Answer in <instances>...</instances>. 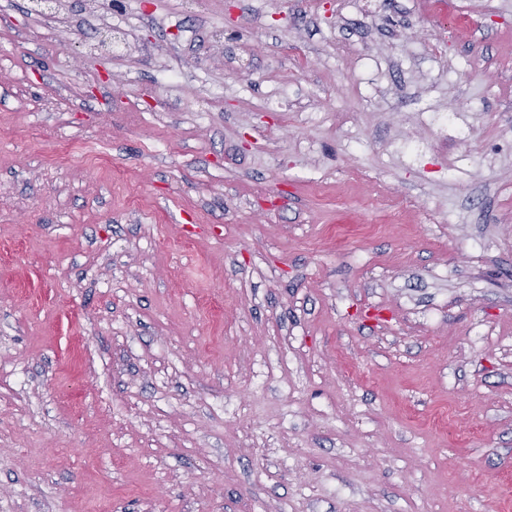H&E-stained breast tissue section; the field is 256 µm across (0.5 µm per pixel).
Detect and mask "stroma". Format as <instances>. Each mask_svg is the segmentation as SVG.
<instances>
[{
  "label": "stroma",
  "instance_id": "1",
  "mask_svg": "<svg viewBox=\"0 0 512 512\" xmlns=\"http://www.w3.org/2000/svg\"><path fill=\"white\" fill-rule=\"evenodd\" d=\"M71 3L0 0V512H501L512 0Z\"/></svg>",
  "mask_w": 512,
  "mask_h": 512
}]
</instances>
